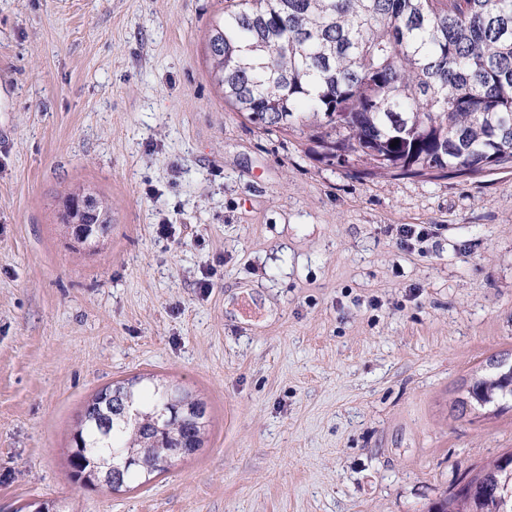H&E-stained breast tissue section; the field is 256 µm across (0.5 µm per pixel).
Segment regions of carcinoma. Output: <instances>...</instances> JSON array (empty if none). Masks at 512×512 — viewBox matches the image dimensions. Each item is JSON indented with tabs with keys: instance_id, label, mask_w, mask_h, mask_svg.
Masks as SVG:
<instances>
[{
	"instance_id": "cac0c4a2",
	"label": "carcinoma",
	"mask_w": 512,
	"mask_h": 512,
	"mask_svg": "<svg viewBox=\"0 0 512 512\" xmlns=\"http://www.w3.org/2000/svg\"><path fill=\"white\" fill-rule=\"evenodd\" d=\"M224 101L267 133L292 130L328 165L434 179L512 166V0H226L208 40ZM397 145H392L393 141ZM473 378L467 405L512 410V366ZM116 382L86 404L72 477L96 487L111 454L140 451L130 482L199 448L204 404L163 381ZM512 452L427 512H512Z\"/></svg>"
}]
</instances>
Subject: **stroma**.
<instances>
[{
  "mask_svg": "<svg viewBox=\"0 0 512 512\" xmlns=\"http://www.w3.org/2000/svg\"><path fill=\"white\" fill-rule=\"evenodd\" d=\"M223 13L0 0V512H427L512 452V411L457 406L512 353V167L372 179L260 132L209 74ZM79 186L112 205L80 251ZM150 374L205 403L202 447L79 486L86 402Z\"/></svg>",
  "mask_w": 512,
  "mask_h": 512,
  "instance_id": "stroma-1",
  "label": "stroma"
}]
</instances>
